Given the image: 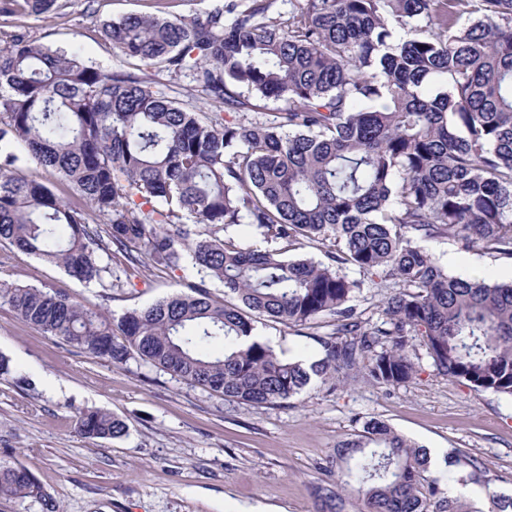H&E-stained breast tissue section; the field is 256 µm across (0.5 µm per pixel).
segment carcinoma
I'll use <instances>...</instances> for the list:
<instances>
[{
	"label": "carcinoma",
	"mask_w": 512,
	"mask_h": 512,
	"mask_svg": "<svg viewBox=\"0 0 512 512\" xmlns=\"http://www.w3.org/2000/svg\"><path fill=\"white\" fill-rule=\"evenodd\" d=\"M168 3L108 21L103 35L128 60L190 77L206 111L76 48L0 32V239L105 291L123 287L112 253L137 269H177L188 255L224 299L185 281L116 321L64 289L1 282L0 304L115 367L140 360L237 404H280L351 371L407 383L418 338L436 375L511 397L512 281L452 275L426 243L512 255V0H295L286 13L224 0L190 16L168 15ZM19 8L61 5L0 0V14ZM465 14L479 18L462 26ZM405 29L417 37L398 38ZM266 99L285 106L250 117ZM27 161L89 208L27 179ZM185 214L210 234L193 237ZM240 224L283 247H242L228 234ZM318 240L330 243L323 260L285 256ZM376 278L393 291L370 323L353 301ZM324 315L334 329L316 338V360L256 334L266 318L303 336ZM76 424L87 438L127 432L100 410ZM455 463L463 485L486 482L477 459ZM336 468L319 512H343L345 491L359 512H512L511 495L484 511L449 494L427 453L376 418L337 446ZM26 500L58 512L31 472L0 463V502Z\"/></svg>",
	"instance_id": "carcinoma-1"
}]
</instances>
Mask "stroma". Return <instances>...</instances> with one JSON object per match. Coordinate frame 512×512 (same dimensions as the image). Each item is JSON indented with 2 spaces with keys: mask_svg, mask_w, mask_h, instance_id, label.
<instances>
[{
  "mask_svg": "<svg viewBox=\"0 0 512 512\" xmlns=\"http://www.w3.org/2000/svg\"><path fill=\"white\" fill-rule=\"evenodd\" d=\"M153 0H62L58 12L0 14V29L30 35L53 48L80 47L105 71H132L102 33V25L154 13ZM428 250L457 275L512 281V256L462 248L442 238ZM191 263L181 269L133 272L129 284L104 297L94 283L70 279L0 241V281L67 292L113 317L142 308L197 279ZM317 321L309 336L268 322L258 332L288 356L314 359L313 336L330 331ZM418 373L395 387L348 380L338 389L315 384L283 406L252 407L187 385L154 367L105 360L43 335L0 306V354L16 378H0V461L24 465L57 501L60 512H317L316 489L335 483L336 447L370 418L386 421L427 450L439 470L457 481L448 456L477 459L487 485L468 486L484 505L488 494L512 493V397L477 391L437 376L424 346ZM85 410L117 414L126 436L88 439L76 430Z\"/></svg>",
  "mask_w": 512,
  "mask_h": 512,
  "instance_id": "stroma-1",
  "label": "stroma"
}]
</instances>
